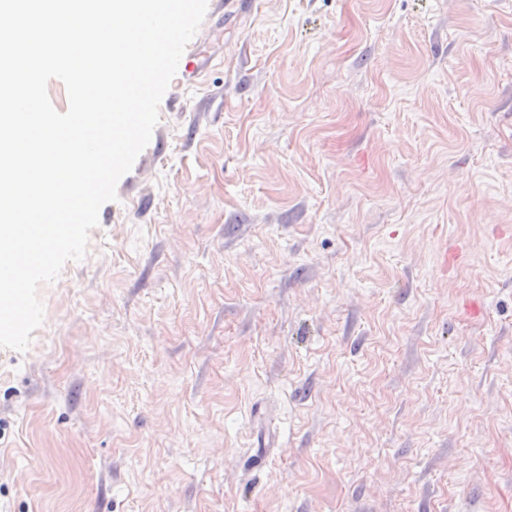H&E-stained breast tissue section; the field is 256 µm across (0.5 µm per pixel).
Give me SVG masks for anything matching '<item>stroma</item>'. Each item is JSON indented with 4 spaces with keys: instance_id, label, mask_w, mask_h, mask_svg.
<instances>
[{
    "instance_id": "stroma-1",
    "label": "stroma",
    "mask_w": 512,
    "mask_h": 512,
    "mask_svg": "<svg viewBox=\"0 0 512 512\" xmlns=\"http://www.w3.org/2000/svg\"><path fill=\"white\" fill-rule=\"evenodd\" d=\"M159 116L0 512H512V0H208Z\"/></svg>"
}]
</instances>
